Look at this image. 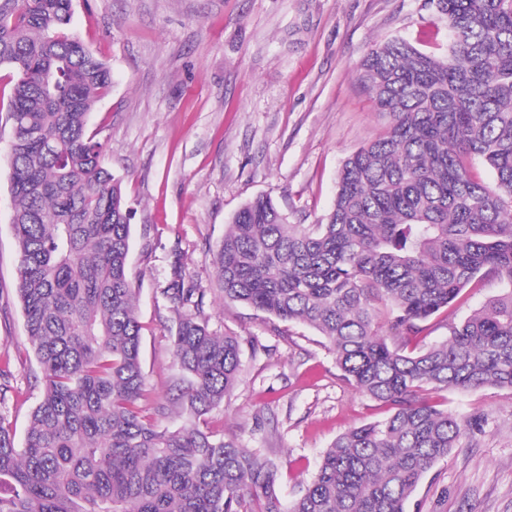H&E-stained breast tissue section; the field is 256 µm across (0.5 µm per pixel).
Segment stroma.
<instances>
[{"mask_svg":"<svg viewBox=\"0 0 512 512\" xmlns=\"http://www.w3.org/2000/svg\"><path fill=\"white\" fill-rule=\"evenodd\" d=\"M72 28L112 69L90 128L133 212L141 361L160 388L175 374L177 315L161 293L172 263L215 287L214 251L233 215L262 195L293 224L326 216L342 162L386 123L360 79L364 54L392 38L448 50L425 0H75ZM9 140L0 127V370L24 401L12 413L21 436L43 386L16 293ZM209 301L210 329L245 343L238 384L209 424L275 460L283 496L312 480L338 435L387 417L340 378L313 329ZM434 399L485 421L426 474L411 512H512V388Z\"/></svg>","mask_w":512,"mask_h":512,"instance_id":"35a3bbf8","label":"stroma"}]
</instances>
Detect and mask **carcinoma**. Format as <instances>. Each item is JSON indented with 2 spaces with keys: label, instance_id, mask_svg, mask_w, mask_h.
Returning a JSON list of instances; mask_svg holds the SVG:
<instances>
[{
  "label": "carcinoma",
  "instance_id": "carcinoma-1",
  "mask_svg": "<svg viewBox=\"0 0 512 512\" xmlns=\"http://www.w3.org/2000/svg\"><path fill=\"white\" fill-rule=\"evenodd\" d=\"M427 5L448 53L392 39L364 55L389 121L344 161L328 217L292 224L257 197L214 256L224 301L313 328L341 379L391 410L337 436L288 501L271 458L204 425L238 382L242 342L210 331L208 290L177 264L163 294L178 376L169 396L148 386L131 213L89 131L112 71L71 29L73 0H0L17 293L43 384L22 442L0 413V512H408L483 419L429 395L512 388V0ZM489 279L506 288L449 319ZM441 314L448 336L418 347Z\"/></svg>",
  "mask_w": 512,
  "mask_h": 512
}]
</instances>
